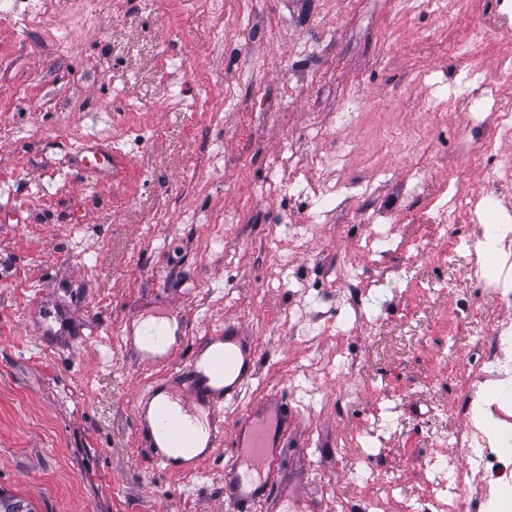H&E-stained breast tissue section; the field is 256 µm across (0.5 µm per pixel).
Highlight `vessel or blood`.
Wrapping results in <instances>:
<instances>
[{"instance_id": "1", "label": "vessel or blood", "mask_w": 512, "mask_h": 512, "mask_svg": "<svg viewBox=\"0 0 512 512\" xmlns=\"http://www.w3.org/2000/svg\"><path fill=\"white\" fill-rule=\"evenodd\" d=\"M221 356L211 364L224 382L214 386L204 373H195L179 386L168 400L142 401L138 412V425L145 437L161 433L166 449L155 450L152 460L165 471H176L177 466L168 451L192 445L194 431L189 417L205 412L208 423V448H231L227 468L233 476V498L246 503L259 490V474H271L277 463L281 446V429L276 417L265 411L264 400H257L234 421L225 422L224 402L237 396L251 376V357L243 346L237 328H225Z\"/></svg>"}]
</instances>
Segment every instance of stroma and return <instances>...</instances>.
Here are the masks:
<instances>
[{"instance_id": "obj_1", "label": "stroma", "mask_w": 512, "mask_h": 512, "mask_svg": "<svg viewBox=\"0 0 512 512\" xmlns=\"http://www.w3.org/2000/svg\"><path fill=\"white\" fill-rule=\"evenodd\" d=\"M0 11V488L34 512H302L359 497L369 467L415 512L437 431L455 433L475 334L451 311L476 300L483 330L512 321L477 288L454 225L419 223L406 193L428 162L442 183L471 137L464 103L432 156L407 138L447 78L423 40L475 42L484 64L512 51V20L477 33L492 0H55L24 28ZM455 24H448L447 15ZM333 210L313 223L326 197ZM399 200V239H445L446 274L397 241L365 257L356 216ZM306 244L287 246L286 229ZM393 268L374 286L377 267ZM359 273L363 317L346 303ZM349 329L325 383L308 355L335 352L295 302ZM175 327L173 360L138 358L128 331ZM236 326L254 376L224 417L260 392L283 410L279 468L247 508L226 496L224 453L179 476L151 461L140 400L186 375L194 351Z\"/></svg>"}]
</instances>
